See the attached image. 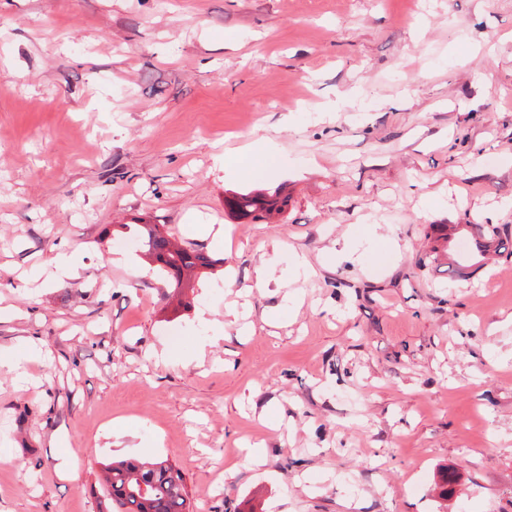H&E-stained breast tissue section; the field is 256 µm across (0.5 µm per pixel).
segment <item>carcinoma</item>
I'll return each instance as SVG.
<instances>
[{
	"label": "carcinoma",
	"mask_w": 512,
	"mask_h": 512,
	"mask_svg": "<svg viewBox=\"0 0 512 512\" xmlns=\"http://www.w3.org/2000/svg\"><path fill=\"white\" fill-rule=\"evenodd\" d=\"M286 198L276 191L272 194L250 190L232 196L230 208L244 217L262 220L281 210ZM145 245L152 262L161 271L181 283L182 276L197 269L214 265L212 258L184 247L150 224H141ZM465 235L473 240L472 248L461 255L457 264H448V280L456 281L460 271L480 264V257H512V242L495 226L465 225ZM101 491L104 500L112 504V512H194L186 491L182 472L167 459H114L101 468Z\"/></svg>",
	"instance_id": "obj_1"
}]
</instances>
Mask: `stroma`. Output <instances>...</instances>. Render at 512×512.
Masks as SVG:
<instances>
[{
    "label": "stroma",
    "instance_id": "1",
    "mask_svg": "<svg viewBox=\"0 0 512 512\" xmlns=\"http://www.w3.org/2000/svg\"><path fill=\"white\" fill-rule=\"evenodd\" d=\"M448 224L512 236V0H0V512L130 457L195 512H512V258L449 282ZM280 190L269 194L259 190H250L245 193H236L228 204L230 208L244 217H251L253 220H262L273 212H279L281 206L286 202V197L281 198ZM144 234L148 255L157 263L161 271L173 279L178 286L182 276L197 269H207L215 261L200 252L184 247H176L172 240L151 224H135Z\"/></svg>",
    "mask_w": 512,
    "mask_h": 512
}]
</instances>
